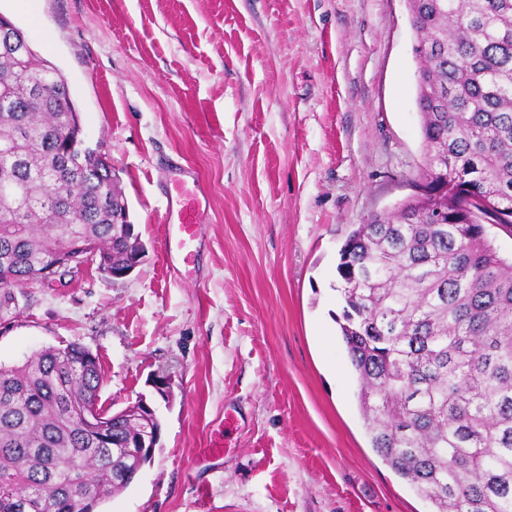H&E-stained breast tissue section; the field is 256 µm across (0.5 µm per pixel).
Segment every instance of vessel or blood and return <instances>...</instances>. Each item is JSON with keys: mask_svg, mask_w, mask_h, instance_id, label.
<instances>
[{"mask_svg": "<svg viewBox=\"0 0 512 512\" xmlns=\"http://www.w3.org/2000/svg\"><path fill=\"white\" fill-rule=\"evenodd\" d=\"M201 196L198 180H174L164 219L168 254L187 258L192 256L197 237L196 223L192 215L202 207Z\"/></svg>", "mask_w": 512, "mask_h": 512, "instance_id": "1", "label": "vessel or blood"}]
</instances>
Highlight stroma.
Instances as JSON below:
<instances>
[{
    "mask_svg": "<svg viewBox=\"0 0 512 512\" xmlns=\"http://www.w3.org/2000/svg\"><path fill=\"white\" fill-rule=\"evenodd\" d=\"M38 2L0 13L64 76L145 255L15 289L0 363L78 342L100 406L150 399L153 459L100 512H432L372 448L333 318L349 231L424 165L407 0ZM190 173L199 244L172 263L168 187Z\"/></svg>",
    "mask_w": 512,
    "mask_h": 512,
    "instance_id": "35a3bbf8",
    "label": "stroma"
}]
</instances>
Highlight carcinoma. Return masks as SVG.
Listing matches in <instances>:
<instances>
[{
  "instance_id": "obj_1",
  "label": "carcinoma",
  "mask_w": 512,
  "mask_h": 512,
  "mask_svg": "<svg viewBox=\"0 0 512 512\" xmlns=\"http://www.w3.org/2000/svg\"><path fill=\"white\" fill-rule=\"evenodd\" d=\"M417 33L423 194L349 232L336 316L372 448L434 512H512V0H408ZM0 314L60 255L114 269L143 246L107 158L75 136L60 73L0 14ZM78 342L0 364V512H96L148 453L101 416ZM489 240L497 249L499 255L510 261L512 259V232L497 224L484 222Z\"/></svg>"
}]
</instances>
